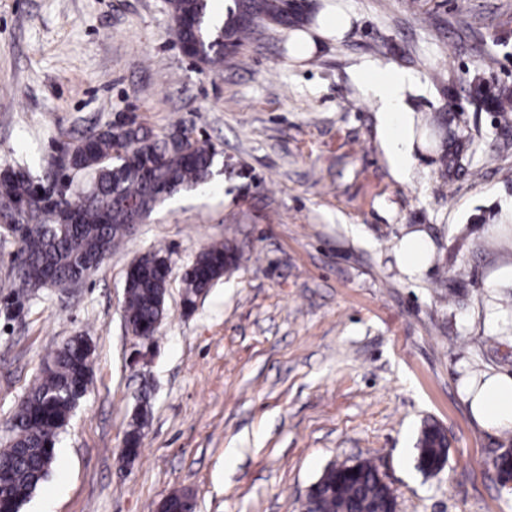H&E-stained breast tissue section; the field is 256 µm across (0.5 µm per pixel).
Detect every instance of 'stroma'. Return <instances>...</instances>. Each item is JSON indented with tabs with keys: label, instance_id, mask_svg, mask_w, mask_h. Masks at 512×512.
Instances as JSON below:
<instances>
[{
	"label": "stroma",
	"instance_id": "35a3bbf8",
	"mask_svg": "<svg viewBox=\"0 0 512 512\" xmlns=\"http://www.w3.org/2000/svg\"><path fill=\"white\" fill-rule=\"evenodd\" d=\"M356 15L303 59L290 29L258 28L214 69L175 41L168 0H0V167L41 176L64 142L134 113L164 136L193 131L217 151L206 195L168 198L77 288L12 285L17 243L0 236V444L45 362L75 336L91 375L56 464L21 512H156L175 491L195 512H302L332 463L370 460L398 512H512L492 459L512 430H489L469 397L512 376V151L480 83L512 87V0H308ZM408 73L415 121L460 99L466 170L439 177L415 145L398 175L377 108L355 75ZM422 236L429 256L402 271ZM233 243L240 266L186 307L182 275ZM172 262L149 356L125 327L124 280L143 254ZM141 452L119 449L138 404ZM426 421L448 431V463L417 467ZM427 249V242L420 237H408L400 244L401 261L408 271L416 270L423 265Z\"/></svg>",
	"mask_w": 512,
	"mask_h": 512
}]
</instances>
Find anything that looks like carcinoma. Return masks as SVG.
Masks as SVG:
<instances>
[{"instance_id":"carcinoma-1","label":"carcinoma","mask_w":512,"mask_h":512,"mask_svg":"<svg viewBox=\"0 0 512 512\" xmlns=\"http://www.w3.org/2000/svg\"><path fill=\"white\" fill-rule=\"evenodd\" d=\"M175 38L184 53L214 68L224 56L250 39L260 24L294 25L298 6L289 0H233L225 17L209 14V0H170ZM508 91H477V101L498 119L503 131L512 126L506 111ZM426 146L440 151L441 177L448 180L464 170L467 141L445 118L434 114L417 128ZM71 166L61 174L68 180L91 177L94 192L73 197L65 211L49 196L37 195L30 173L20 167L0 168V201L18 206L16 223L35 233L21 241L13 258L18 287L31 291L70 288L92 271L90 263L102 262L126 237V225L142 223L153 210L181 189L209 183L214 175L216 148L207 141L159 137L140 124L96 125L80 138L66 142ZM165 258L162 250L144 254L139 265L129 268L124 296V318L133 330L152 335L164 308L159 292L166 280L152 269ZM242 254L229 244H213L183 274L185 304L195 293L212 286L224 269L237 267ZM83 336H75L58 350L51 366L21 403L13 418V444L0 450V474L11 484L15 499L29 501L51 473L60 433L70 422L88 384L89 358L82 349ZM418 457L429 463L427 473L439 471L447 449L428 447L421 431ZM394 497L377 468L368 461L343 463V469L325 470L313 484L308 512H381Z\"/></svg>"}]
</instances>
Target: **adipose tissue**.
I'll return each mask as SVG.
<instances>
[{"mask_svg":"<svg viewBox=\"0 0 512 512\" xmlns=\"http://www.w3.org/2000/svg\"><path fill=\"white\" fill-rule=\"evenodd\" d=\"M374 100L380 119V133L391 159L400 172H408L413 162V119L401 92L404 74L388 68H368L358 74ZM472 412L487 428L512 429V377L488 378L480 394L472 399Z\"/></svg>","mask_w":512,"mask_h":512,"instance_id":"adipose-tissue-1","label":"adipose tissue"}]
</instances>
